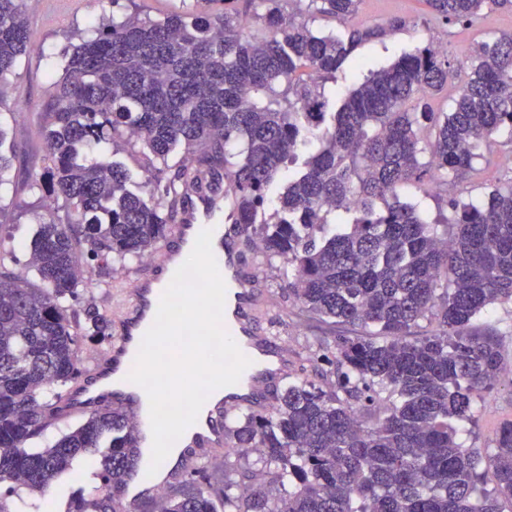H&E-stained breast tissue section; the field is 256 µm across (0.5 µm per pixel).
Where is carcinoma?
I'll return each mask as SVG.
<instances>
[{"label":"carcinoma","instance_id":"carcinoma-1","mask_svg":"<svg viewBox=\"0 0 512 512\" xmlns=\"http://www.w3.org/2000/svg\"><path fill=\"white\" fill-rule=\"evenodd\" d=\"M26 2L0 0V84L28 52ZM237 2L114 16L64 55L43 113V172L29 183L51 209L26 271L7 269L0 253V512H14L9 495H43L83 460L96 463L99 485L71 492L61 512H119L137 435L125 410L96 409L47 448L33 440L84 375L81 344L112 338L110 320L80 305L81 275L103 282L112 263L146 256L192 210V177L200 193L232 190L224 223L245 225L262 263L283 266L303 311L365 335L338 344L340 391L295 379L272 412L243 411L224 428L235 453L258 452L261 467L226 462L213 482L200 466L143 512H504L512 422L492 439L491 492L456 425L473 422L503 370L496 333L476 322L512 303V183L484 205L451 202L449 236L397 189L438 187L502 133L512 143V33L477 45L448 112L430 97L456 74L427 44L369 71L329 114L319 83L386 29L310 28L314 15L346 23L361 0H244L258 35ZM425 2L446 25L512 11V0ZM17 117L0 113V186L11 165L4 124ZM118 142L147 161L143 181L112 159ZM429 317L437 329L407 339ZM382 392L390 401L368 426L358 404Z\"/></svg>","mask_w":512,"mask_h":512}]
</instances>
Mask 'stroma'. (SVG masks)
<instances>
[{
  "label": "stroma",
  "mask_w": 512,
  "mask_h": 512,
  "mask_svg": "<svg viewBox=\"0 0 512 512\" xmlns=\"http://www.w3.org/2000/svg\"><path fill=\"white\" fill-rule=\"evenodd\" d=\"M129 5L127 0H31L27 6L29 52L11 81L0 86V113L18 115L8 125L12 167L6 174V184L0 187V196L15 203L10 214L12 228L0 243L12 253L14 271L23 270L29 258L32 232L45 213L27 184L44 166L41 124L50 99L51 75L60 71L65 50L95 36L106 19L124 15ZM398 18L404 20V28L362 43L335 79L326 82L325 95L330 105L340 104L368 70L385 66L400 54L428 43L447 45L457 82L464 81L475 45L512 32V12L487 10L473 24L445 25L432 19L425 0H362L352 23L385 27ZM507 154V149L495 148L489 158L475 162L473 171L449 177L437 191L427 193L409 184L400 188L398 195L401 200L416 203L430 219L436 216L442 202L483 204L495 186L512 181V166L501 162ZM172 244V237H165L156 244L153 260L114 264L107 283L82 284L81 301L93 302L100 313L114 317L116 289L157 277V258ZM241 254L244 266L254 271L256 287L263 298L262 323L294 354L291 377L312 379L326 390L336 387L338 373L326 351L335 348L342 337L352 335V328L336 326L303 312L289 296L279 266L261 265L259 255L246 243L241 246ZM487 322L498 330L506 373L485 393L474 423L465 425L460 435L466 448L482 456L486 455L496 430L512 421V304L494 305Z\"/></svg>",
  "instance_id": "stroma-1"
}]
</instances>
